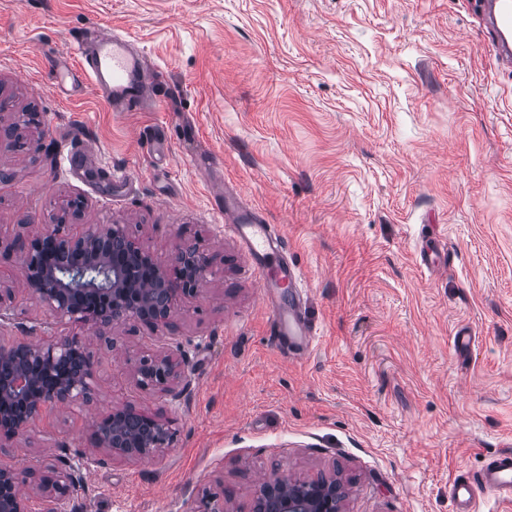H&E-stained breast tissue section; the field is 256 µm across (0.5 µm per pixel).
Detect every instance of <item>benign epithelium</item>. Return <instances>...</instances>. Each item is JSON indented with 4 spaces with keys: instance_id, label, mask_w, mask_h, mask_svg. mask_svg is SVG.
<instances>
[{
    "instance_id": "1",
    "label": "benign epithelium",
    "mask_w": 512,
    "mask_h": 512,
    "mask_svg": "<svg viewBox=\"0 0 512 512\" xmlns=\"http://www.w3.org/2000/svg\"><path fill=\"white\" fill-rule=\"evenodd\" d=\"M81 199L60 206L57 222L35 232L20 247L18 264L30 295L56 322L90 326L107 346L112 327L136 321L153 329L172 324L178 307L197 298L210 274L199 248L186 246L166 264L128 233L126 225L74 224ZM16 323L23 337L0 341V443L32 429L48 408L84 406L98 391V364L82 335L38 337V325L16 321L0 306V335ZM190 359L184 353L144 352L134 364L133 381L177 401L190 386ZM93 449H77L81 466H59L50 455L38 470L54 472V483H39L40 512H76L84 487L83 470L114 460L155 458L171 448L172 421L131 405L112 406L94 425ZM26 473L0 462V512H32ZM344 489L319 475L293 479L261 477L250 512H342ZM186 512H224V492L205 490Z\"/></svg>"
}]
</instances>
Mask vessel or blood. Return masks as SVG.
<instances>
[{
  "mask_svg": "<svg viewBox=\"0 0 512 512\" xmlns=\"http://www.w3.org/2000/svg\"><path fill=\"white\" fill-rule=\"evenodd\" d=\"M480 18L489 20L496 34L495 59L501 67L512 65V0H480ZM67 53L75 59L74 74L88 78L115 109H137L144 96L146 63L141 52L127 36L102 29L90 31L78 39ZM229 221L225 231L238 238L253 258L258 270H265L269 259H276L279 285H266L264 299L270 313V335L275 344L305 352L313 343L316 329L302 315L298 296V274L285 257L286 245L278 230L267 224L257 210L235 199L227 206ZM497 500L512 499V449L489 456L476 473L454 478L448 487L453 512H476L479 494Z\"/></svg>",
  "mask_w": 512,
  "mask_h": 512,
  "instance_id": "1",
  "label": "vessel or blood"
}]
</instances>
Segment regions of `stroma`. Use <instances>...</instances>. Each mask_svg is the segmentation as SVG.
<instances>
[{
	"mask_svg": "<svg viewBox=\"0 0 512 512\" xmlns=\"http://www.w3.org/2000/svg\"><path fill=\"white\" fill-rule=\"evenodd\" d=\"M472 3L0 0V123L30 112L40 136L0 146V240L79 198L81 223L123 222L163 262L196 242L213 269L170 328L115 327L113 349L93 350L96 401L48 414L0 461L56 448L73 463L94 416L132 404L172 420L174 443L91 468L78 512H186L208 489L246 512L263 473L336 475L344 512H452L450 480L512 449V70ZM96 27L153 68L139 109L64 75L62 53ZM221 188L284 236L317 328L307 355L271 342ZM0 286L54 332L15 253ZM175 346L195 368L176 405L131 379L132 358Z\"/></svg>",
	"mask_w": 512,
	"mask_h": 512,
	"instance_id": "obj_1",
	"label": "stroma"
}]
</instances>
